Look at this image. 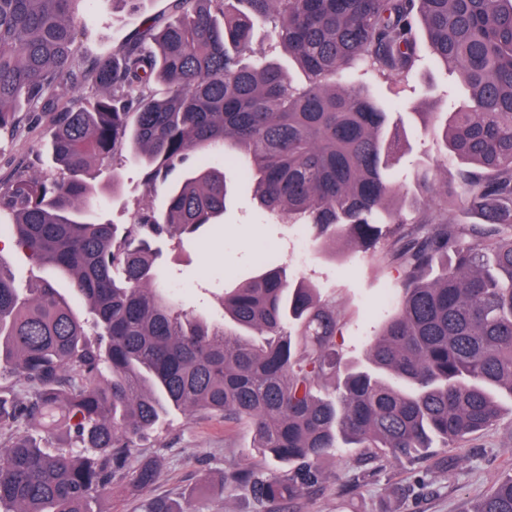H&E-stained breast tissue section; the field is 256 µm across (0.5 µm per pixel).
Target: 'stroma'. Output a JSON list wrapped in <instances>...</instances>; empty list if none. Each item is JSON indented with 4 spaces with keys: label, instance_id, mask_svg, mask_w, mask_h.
<instances>
[{
    "label": "stroma",
    "instance_id": "obj_1",
    "mask_svg": "<svg viewBox=\"0 0 512 512\" xmlns=\"http://www.w3.org/2000/svg\"><path fill=\"white\" fill-rule=\"evenodd\" d=\"M165 6V0H144L141 13L134 15L113 10L112 0H88L80 7L82 55L91 59L111 52L143 17L160 14ZM49 130V118L43 114L23 135L0 137V175L24 156L48 164ZM119 172L120 194L104 186L95 212L101 221L128 224L152 197L143 185L140 163L126 159ZM10 222V215L0 214V265L20 284L43 278L73 297L65 276L33 264L15 245L7 230ZM210 233L214 240L208 244L170 245L169 268L162 280L196 312L217 311L216 292L255 275L260 256L267 253L294 267L335 303L340 319L336 347L346 358L363 357L377 322L394 309L395 272L379 269L362 252L334 258L321 253L303 226L267 223L250 196L234 194ZM499 405L500 420L465 444L450 473H433L426 463L404 460L364 467L357 462V449L345 448L322 459L331 479L325 488L303 498L296 512H461L466 502L485 495L512 468V398L501 397ZM252 443L245 424L205 412L167 413L141 443L143 456L161 471L152 496L169 498L184 512H282L280 506L260 503L248 490L222 482L225 471L233 468H271V461Z\"/></svg>",
    "mask_w": 512,
    "mask_h": 512
}]
</instances>
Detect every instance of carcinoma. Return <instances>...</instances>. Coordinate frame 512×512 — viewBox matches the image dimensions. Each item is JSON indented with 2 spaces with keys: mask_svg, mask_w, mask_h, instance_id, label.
<instances>
[{
  "mask_svg": "<svg viewBox=\"0 0 512 512\" xmlns=\"http://www.w3.org/2000/svg\"><path fill=\"white\" fill-rule=\"evenodd\" d=\"M76 2L0 0V133L50 113L55 164L20 161L0 179V212L84 305L49 281L19 288L0 268V377L30 385L23 397L0 387V509L92 512L128 479L151 487L157 471L131 464L172 408L245 423L260 454L288 465L224 476L260 502L323 488L319 461L337 448L451 470L455 450L499 420L495 395L512 396V0H167L88 62ZM255 19L304 84L255 55ZM421 33L467 96L413 113L451 158L401 182L407 121L357 77L409 80ZM77 85L96 95L60 101ZM127 157L162 202L120 228L93 219L91 176L117 191L110 164ZM224 162L321 252L343 240L397 271L395 309L363 359L343 361L336 306L271 259L224 293L221 320L160 287L154 245L217 223ZM436 442L448 454L429 453ZM464 512H512V473Z\"/></svg>",
  "mask_w": 512,
  "mask_h": 512,
  "instance_id": "cac0c4a2",
  "label": "carcinoma"
}]
</instances>
